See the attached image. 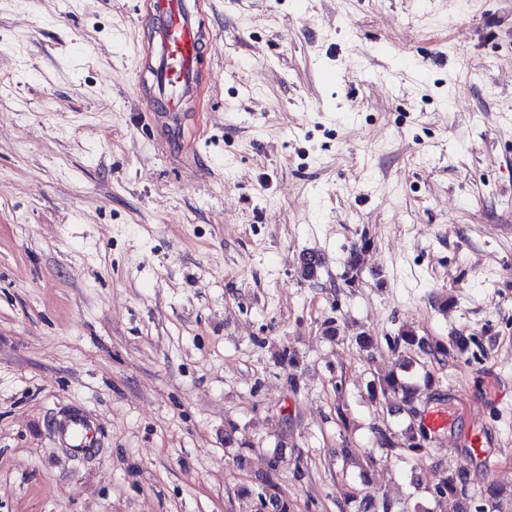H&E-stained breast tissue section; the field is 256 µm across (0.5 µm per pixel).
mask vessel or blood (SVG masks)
<instances>
[{
	"instance_id": "vessel-or-blood-1",
	"label": "vessel or blood",
	"mask_w": 512,
	"mask_h": 512,
	"mask_svg": "<svg viewBox=\"0 0 512 512\" xmlns=\"http://www.w3.org/2000/svg\"><path fill=\"white\" fill-rule=\"evenodd\" d=\"M154 10L157 22L150 104L176 112L197 89V58L202 38L189 0H154ZM59 428L74 453H86L97 444L95 428L82 415H70Z\"/></svg>"
}]
</instances>
